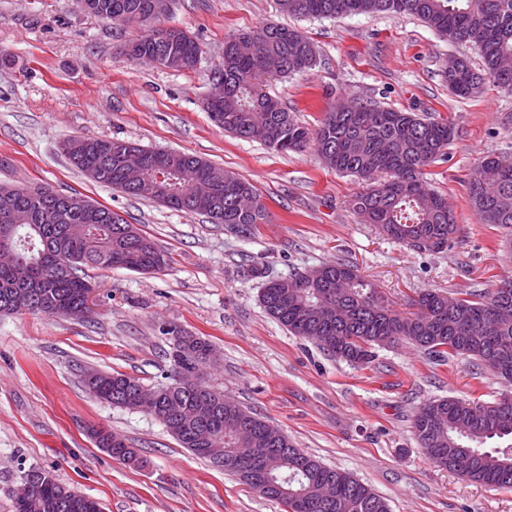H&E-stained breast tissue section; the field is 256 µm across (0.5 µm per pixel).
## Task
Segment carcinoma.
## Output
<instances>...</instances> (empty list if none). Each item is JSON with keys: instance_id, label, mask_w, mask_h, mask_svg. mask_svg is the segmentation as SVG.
Listing matches in <instances>:
<instances>
[{"instance_id": "1", "label": "carcinoma", "mask_w": 512, "mask_h": 512, "mask_svg": "<svg viewBox=\"0 0 512 512\" xmlns=\"http://www.w3.org/2000/svg\"><path fill=\"white\" fill-rule=\"evenodd\" d=\"M100 19L137 25L141 35L134 39L135 49L152 52L160 46L173 58L169 65L195 70L202 50L188 32L181 42H163L164 18L151 15V0H100ZM282 12L295 18H327L351 14L391 13L416 17L453 43H470L480 52L484 72H475L462 61L460 73L449 81L458 97L472 96L470 78L488 81L504 92L512 89V72L505 73L500 63L512 58V0H278ZM316 60L312 43L296 29L266 24L224 40V100L209 107L211 120L239 139L260 141L280 152L299 151L313 146L323 162L338 172L349 173L365 186L354 198L353 208L361 220L378 228L384 236L408 246L442 253L453 247L455 223L448 222L446 197L429 188L425 169L444 154L451 136L448 122L423 119L410 112L363 103L354 112L326 111L316 128L298 121L279 99L266 94L262 83L271 77H284L311 68ZM87 148L82 161L75 159V139L63 142L62 150L70 163L87 173L98 152L118 140L94 136L84 138ZM125 145L145 155L143 176L160 181L166 195L152 199L174 210L200 214L213 224L248 228L263 224L267 208L254 187L237 175L224 174V184L215 185L210 176L212 165L189 153L169 152L166 170L154 167L152 150L137 144ZM500 171L498 192L512 198V161L493 159ZM123 166L111 160L102 179L96 183L120 190L133 197L138 193L124 185ZM471 205L484 224L512 229V206L502 208L486 193L472 171L468 181ZM79 192L54 194V190L31 183L21 187L0 186V225L4 212L23 210L31 221L16 230L14 245L18 260L27 267V280L20 282L13 268L0 265V311H8L12 295L21 287L38 294L31 312L62 317L63 308L78 306L91 286L84 269L125 268L134 272L161 269L164 258L154 242L118 213L91 199L88 211L75 213L54 224H44L37 214L47 205L67 207V199ZM323 277L313 280L306 273L283 278L293 287L283 288L269 279L263 283L259 301L272 319L291 334L333 336L338 338L331 355L352 364L374 360L378 336H398L440 362L454 355H466L477 365L500 379L512 381L502 369L512 370V322L485 332V322L498 308V291L474 290L458 299V313H448V294L426 290L411 302L414 311L394 309L374 284L346 262L320 267ZM321 303L340 308L329 321L310 316ZM196 356L175 353V361L184 372L193 370L197 359L208 362L214 352L211 345L196 340ZM143 386L140 379L119 371L102 372L94 387L87 391L95 398L132 411L136 405L127 400L132 386ZM216 411L200 419L182 420V431H166L182 448L195 451L207 448L204 438L194 436L203 425L206 431L224 435V421L235 415L254 427L256 438L265 442L275 438L272 453L262 463L275 477L260 495L280 502L292 512H390L388 503L350 473L328 467L294 447L278 426L237 406H224V393L207 387ZM162 403L169 408L195 405L200 401L192 387L166 385L160 391ZM412 428L426 457L433 463L471 481L512 488V407L472 406L466 401L444 397L426 402L414 415ZM497 441L492 448L485 447ZM96 446L112 449V457L140 465L138 449L104 428ZM237 444L224 440V461L211 464L246 481L235 466ZM33 496L26 502H13L14 512H103L101 502L82 495L61 483L49 471Z\"/></svg>"}]
</instances>
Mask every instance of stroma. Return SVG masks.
I'll return each instance as SVG.
<instances>
[{"label": "stroma", "instance_id": "1", "mask_svg": "<svg viewBox=\"0 0 512 512\" xmlns=\"http://www.w3.org/2000/svg\"><path fill=\"white\" fill-rule=\"evenodd\" d=\"M168 24L202 49L193 71L128 59L136 27L80 11L74 0H0V184L38 182L78 191L154 240L157 272L96 271L86 319L0 314V512H12L23 472L50 470L99 499L105 512H284L235 477L181 448L154 417L92 397L89 369L117 370L146 386L168 383L171 331L205 339L214 359L199 376L323 464L350 472L390 512H512V488L476 483L435 466L411 422L427 401L482 404L511 390L464 357L436 362L400 343L356 366L290 334L259 302L263 279L338 260L357 267L401 311L426 290H491L512 275L507 229L484 224L468 178L488 156L512 159V95L485 86L460 98L448 88L451 56L480 65L477 50L440 38L416 18L388 13L294 19L277 0H173ZM267 23L291 26L315 46L312 69L265 89L315 127L337 102L355 100L447 120L452 136L426 169L459 227L443 253L410 249L362 223L357 177L324 165L314 149L280 153L224 134L204 101L224 61V39ZM97 136L185 151L250 182L268 211L243 234L97 184L72 167L63 141ZM259 267L264 278L252 276ZM103 426L137 448L133 466L97 448Z\"/></svg>", "mask_w": 512, "mask_h": 512}]
</instances>
